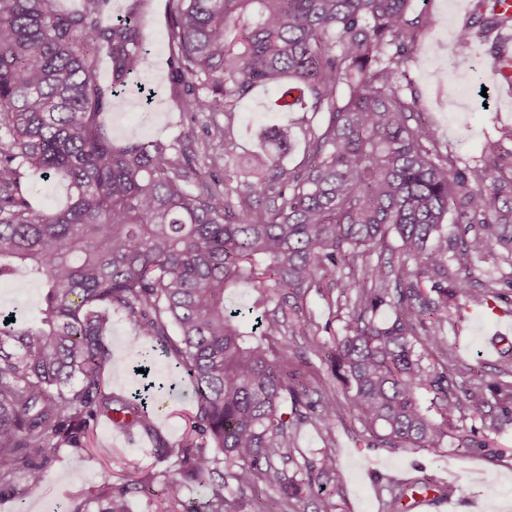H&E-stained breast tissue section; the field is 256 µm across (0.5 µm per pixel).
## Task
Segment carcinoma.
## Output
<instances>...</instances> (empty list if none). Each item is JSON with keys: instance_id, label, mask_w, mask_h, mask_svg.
I'll return each instance as SVG.
<instances>
[{"instance_id": "cac0c4a2", "label": "carcinoma", "mask_w": 512, "mask_h": 512, "mask_svg": "<svg viewBox=\"0 0 512 512\" xmlns=\"http://www.w3.org/2000/svg\"><path fill=\"white\" fill-rule=\"evenodd\" d=\"M110 2L64 10L56 0H0V284L25 277L44 290L36 310L0 321V490L38 488L58 449L87 448L105 417L140 429L159 460L175 458L174 472L157 493L155 473L118 489L104 472L69 512L91 503L128 512L135 488L152 512H241L224 490L261 485L278 493L280 512H297L335 471L336 418L357 419L372 447L435 452L464 407L488 404L486 391L512 397V382L480 380L461 398L448 369L424 364L445 346L450 303L472 297L448 281V266L465 270L512 242V180L483 192L490 169L442 153L405 96L402 65L430 24L409 15L412 0H166L179 111L230 118L256 86L286 80L284 106L325 116L307 122L306 160L293 168L281 164L287 127L266 129L264 148L244 163L228 124L212 125L200 150L192 140L112 143L111 97L152 62L137 18H106ZM509 27L494 0L459 39ZM219 165L222 176H206ZM28 179L65 181L67 205L34 208ZM450 215L478 232L448 242ZM241 283L275 301L248 331L252 310L225 299ZM314 289L352 307L330 355L345 399L320 410L306 357L292 363L277 341L312 335L299 314ZM382 308L393 317L381 323ZM114 311L134 337L162 342L194 385L176 444L153 425L158 400L106 388L104 370L119 357L108 340ZM422 390L442 422L422 411ZM288 400L291 419L281 412ZM309 420L327 439L302 466L293 440ZM196 483L203 492L191 498L185 488Z\"/></svg>"}]
</instances>
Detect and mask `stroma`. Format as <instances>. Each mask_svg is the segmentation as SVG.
Segmentation results:
<instances>
[{
	"label": "stroma",
	"mask_w": 512,
	"mask_h": 512,
	"mask_svg": "<svg viewBox=\"0 0 512 512\" xmlns=\"http://www.w3.org/2000/svg\"><path fill=\"white\" fill-rule=\"evenodd\" d=\"M416 11L432 17L404 63L408 89L416 96L425 126L437 129L441 150L449 152L459 165L484 168L496 159L501 174H512V95L500 92L493 77V59L488 46L480 41L461 43V27L473 16L477 0H414ZM146 45L152 52L155 99L141 103L136 88L112 101V139L127 141L162 140L181 144L185 138L204 141L208 121L224 122L223 113L213 118L190 119L176 112L172 101L173 77L169 71L171 55L163 0H143L140 8ZM444 48L455 62L454 68L441 70L431 59L434 48ZM281 92L272 86H260L243 101L231 120L239 151L248 154L260 150V134L272 125L300 129V108L283 110ZM471 287L480 288L496 280L500 295L493 304L473 302L458 297V318L444 325L447 353H433L427 361L434 366L452 364L459 386H468L473 378L486 382L503 381L507 368L500 355L488 353L486 337L498 330L500 323H512V253L501 245L475 258L463 271ZM305 312L317 323L319 332L313 350L305 351L310 362L312 397L320 404L342 399L343 394L330 369L329 355L334 340L342 335L350 308L330 306L317 292L307 297ZM113 349L119 356L107 367L105 379L114 393L129 396L138 386L134 369L141 351L148 346L145 338H133L122 314L112 316L110 333ZM153 374L173 384L165 403L166 410L154 423L169 443H176L184 429L183 417L192 407V385L173 358L155 349ZM497 395H489L482 411L465 410L457 421L454 434L444 438L437 453L414 449L368 447L363 427L347 416L335 423L336 470L330 479L316 486L300 507V512H323L326 502H333L334 512H385L391 489L407 479L431 475L448 488L453 504L450 512H512V421L500 414ZM478 433L493 441L496 452H462L461 438ZM93 442L111 449L108 463L87 451L62 449L48 469L44 483L23 496L0 497V512H57L59 504L81 502L84 492L98 480L101 466H109L112 481L124 484L133 470L164 472L170 462L158 461L153 443L144 434L126 441L112 426L98 422Z\"/></svg>",
	"instance_id": "obj_1"
}]
</instances>
